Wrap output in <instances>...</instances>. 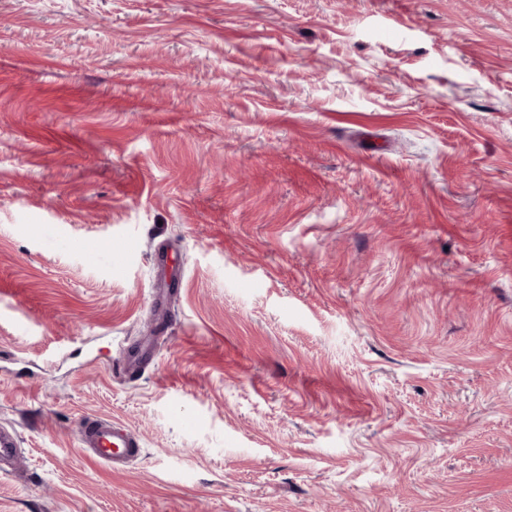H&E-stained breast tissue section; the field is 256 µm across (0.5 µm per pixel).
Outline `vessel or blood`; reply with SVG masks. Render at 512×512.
Masks as SVG:
<instances>
[{"mask_svg":"<svg viewBox=\"0 0 512 512\" xmlns=\"http://www.w3.org/2000/svg\"><path fill=\"white\" fill-rule=\"evenodd\" d=\"M79 440L96 462L108 466L125 463L137 456L140 450L138 438L127 426L100 416L83 421ZM18 446L17 432L0 426V466L15 463Z\"/></svg>","mask_w":512,"mask_h":512,"instance_id":"b4317fda","label":"vessel or blood"}]
</instances>
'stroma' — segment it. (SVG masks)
Masks as SVG:
<instances>
[{"mask_svg": "<svg viewBox=\"0 0 512 512\" xmlns=\"http://www.w3.org/2000/svg\"><path fill=\"white\" fill-rule=\"evenodd\" d=\"M0 350V512H512V0H0ZM79 440L96 462L108 466L125 463L140 450L138 438L127 426L100 416L83 421ZM19 437L13 428L0 426V471L4 473L2 465H12L17 459Z\"/></svg>", "mask_w": 512, "mask_h": 512, "instance_id": "stroma-1", "label": "stroma"}]
</instances>
